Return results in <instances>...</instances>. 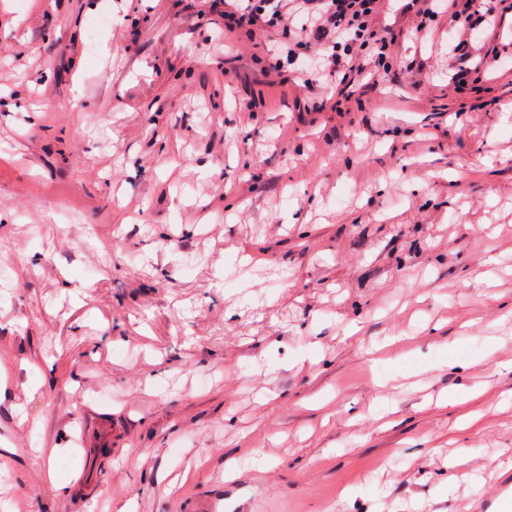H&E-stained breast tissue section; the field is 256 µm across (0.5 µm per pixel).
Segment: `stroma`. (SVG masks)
I'll use <instances>...</instances> for the list:
<instances>
[{
	"instance_id": "1",
	"label": "stroma",
	"mask_w": 512,
	"mask_h": 512,
	"mask_svg": "<svg viewBox=\"0 0 512 512\" xmlns=\"http://www.w3.org/2000/svg\"><path fill=\"white\" fill-rule=\"evenodd\" d=\"M223 10L0 0V512H462L512 474V12L458 102L384 10L416 65L335 112Z\"/></svg>"
}]
</instances>
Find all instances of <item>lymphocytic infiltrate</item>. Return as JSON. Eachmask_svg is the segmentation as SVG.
I'll use <instances>...</instances> for the list:
<instances>
[{
    "label": "lymphocytic infiltrate",
    "mask_w": 512,
    "mask_h": 512,
    "mask_svg": "<svg viewBox=\"0 0 512 512\" xmlns=\"http://www.w3.org/2000/svg\"><path fill=\"white\" fill-rule=\"evenodd\" d=\"M224 29L230 33L253 35L255 30L275 32L268 46L271 69L286 72L311 57V40L326 41L323 54L315 56L307 88L336 85L337 94L351 92L364 79L390 73L397 57L390 47L388 29L375 25L382 0H223ZM402 12L414 14V31L423 35L439 19H447L454 39L449 55H460L459 66L451 68L449 83L455 93L475 90L488 75L500 69L499 60L488 59L476 37L478 29L494 27L495 7L488 0H401ZM306 16L298 24V16Z\"/></svg>",
    "instance_id": "1"
}]
</instances>
